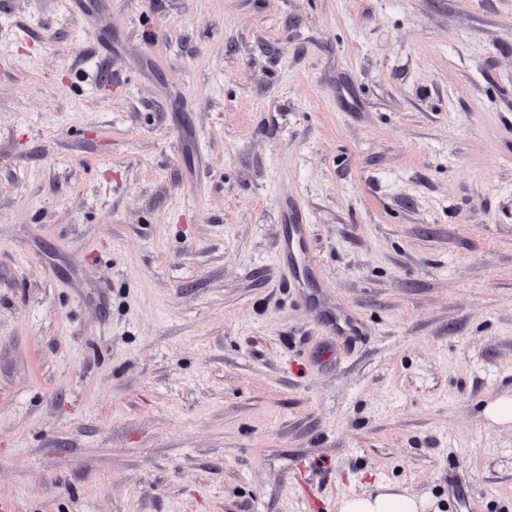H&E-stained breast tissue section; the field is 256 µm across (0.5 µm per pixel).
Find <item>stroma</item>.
I'll use <instances>...</instances> for the list:
<instances>
[{
    "label": "stroma",
    "instance_id": "stroma-1",
    "mask_svg": "<svg viewBox=\"0 0 512 512\" xmlns=\"http://www.w3.org/2000/svg\"><path fill=\"white\" fill-rule=\"evenodd\" d=\"M501 398L512 0H0V512H512ZM422 508V503L413 496L384 486L375 494L346 499L342 512H423Z\"/></svg>",
    "mask_w": 512,
    "mask_h": 512
}]
</instances>
